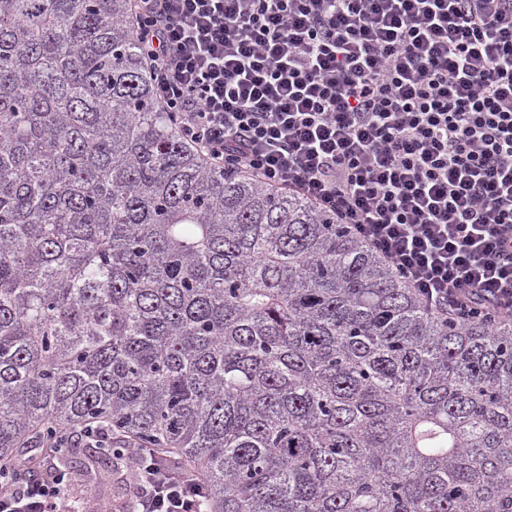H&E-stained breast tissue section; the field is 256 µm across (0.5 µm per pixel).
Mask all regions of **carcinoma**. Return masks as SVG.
I'll list each match as a JSON object with an SVG mask.
<instances>
[{"label":"carcinoma","mask_w":512,"mask_h":512,"mask_svg":"<svg viewBox=\"0 0 512 512\" xmlns=\"http://www.w3.org/2000/svg\"><path fill=\"white\" fill-rule=\"evenodd\" d=\"M133 0H0V464L105 421L209 512H512V319L430 314L311 202L211 167Z\"/></svg>","instance_id":"1"}]
</instances>
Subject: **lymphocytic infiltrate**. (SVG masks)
I'll return each mask as SVG.
<instances>
[{"mask_svg": "<svg viewBox=\"0 0 512 512\" xmlns=\"http://www.w3.org/2000/svg\"><path fill=\"white\" fill-rule=\"evenodd\" d=\"M179 135L383 255L434 314L512 316V0H134ZM130 512H207L125 453ZM66 476L0 468V512H67Z\"/></svg>", "mask_w": 512, "mask_h": 512, "instance_id": "f902f5d3", "label": "lymphocytic infiltrate"}]
</instances>
